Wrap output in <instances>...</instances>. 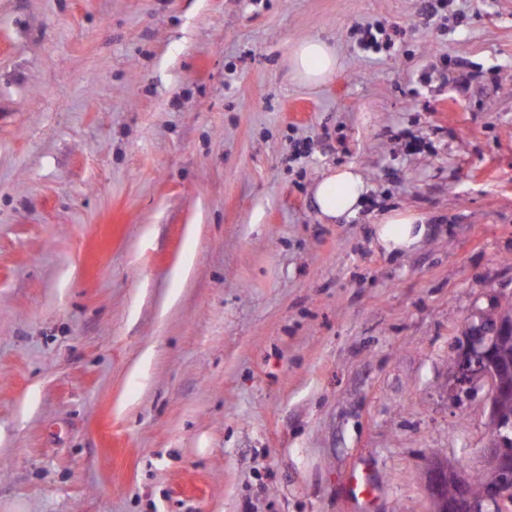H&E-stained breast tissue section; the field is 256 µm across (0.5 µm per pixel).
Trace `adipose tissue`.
<instances>
[{"label":"adipose tissue","mask_w":512,"mask_h":512,"mask_svg":"<svg viewBox=\"0 0 512 512\" xmlns=\"http://www.w3.org/2000/svg\"><path fill=\"white\" fill-rule=\"evenodd\" d=\"M339 65L336 50L326 41L309 38L296 45L291 57V71L307 84L329 79ZM369 186L355 165L335 167L325 172L311 189V198L319 219L339 224L354 216L362 207ZM427 227L419 215L394 210L375 226V240L386 253L403 254L420 244Z\"/></svg>","instance_id":"adipose-tissue-1"}]
</instances>
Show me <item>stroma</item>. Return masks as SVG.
I'll return each instance as SVG.
<instances>
[{
  "label": "stroma",
  "mask_w": 512,
  "mask_h": 512,
  "mask_svg": "<svg viewBox=\"0 0 512 512\" xmlns=\"http://www.w3.org/2000/svg\"><path fill=\"white\" fill-rule=\"evenodd\" d=\"M434 2L0 0V512H430L432 459L481 468L448 388L512 299V0ZM338 65L336 49L320 38L303 40L292 52L291 71L307 84L325 82L336 72ZM369 186L353 164L325 172L311 188V198L319 219L340 224L362 208ZM427 231L419 215L392 210L375 224V240L386 253H406L420 244Z\"/></svg>",
  "instance_id": "stroma-1"
}]
</instances>
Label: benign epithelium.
Wrapping results in <instances>:
<instances>
[{
    "label": "benign epithelium",
    "instance_id": "benign-epithelium-1",
    "mask_svg": "<svg viewBox=\"0 0 512 512\" xmlns=\"http://www.w3.org/2000/svg\"><path fill=\"white\" fill-rule=\"evenodd\" d=\"M512 343V318L489 317L477 312L468 321V331L457 347L451 395L457 400L470 397L475 387L473 376L487 379L490 420L493 432L484 449L482 471L492 476L512 472V422L498 414L499 403L512 394L499 377L504 367L512 364L509 344ZM470 479L454 464L435 463L427 474L431 512H494L505 492L497 483L488 485L483 495L469 494Z\"/></svg>",
    "mask_w": 512,
    "mask_h": 512
}]
</instances>
